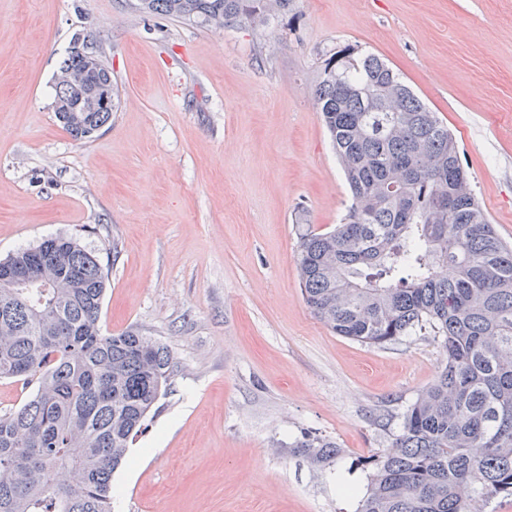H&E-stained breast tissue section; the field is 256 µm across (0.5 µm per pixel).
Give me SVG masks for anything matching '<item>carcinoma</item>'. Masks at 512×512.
I'll list each match as a JSON object with an SVG mask.
<instances>
[{
  "label": "carcinoma",
  "mask_w": 512,
  "mask_h": 512,
  "mask_svg": "<svg viewBox=\"0 0 512 512\" xmlns=\"http://www.w3.org/2000/svg\"><path fill=\"white\" fill-rule=\"evenodd\" d=\"M292 0H137L145 13L222 28L266 23ZM76 34L54 82V112L78 141L112 113L84 98L112 92V69ZM312 94L351 193L341 223L301 234L300 287L333 333L385 346L430 329L445 363L402 415L371 470L359 512H467L478 491L512 495V246L479 205L448 126L379 57L347 46ZM0 261V379L33 387L0 414V512H112V474L171 385L170 350L129 330L101 332L108 272L69 236ZM312 467L343 449L304 433ZM64 470L68 482L55 475Z\"/></svg>",
  "instance_id": "cac0c4a2"
}]
</instances>
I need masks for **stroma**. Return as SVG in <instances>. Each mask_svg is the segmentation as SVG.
<instances>
[{
  "mask_svg": "<svg viewBox=\"0 0 512 512\" xmlns=\"http://www.w3.org/2000/svg\"><path fill=\"white\" fill-rule=\"evenodd\" d=\"M92 35L120 104L74 140L52 85ZM372 53L448 124L475 193L512 243V0H293L222 31L132 0H0V259L65 234L108 271L104 334L136 329L177 372L112 475V512H356L361 461L445 361L428 332L383 347L306 306L301 233L349 189L312 97L345 45ZM336 441L325 470L289 453Z\"/></svg>",
  "mask_w": 512,
  "mask_h": 512,
  "instance_id": "obj_1",
  "label": "stroma"
}]
</instances>
